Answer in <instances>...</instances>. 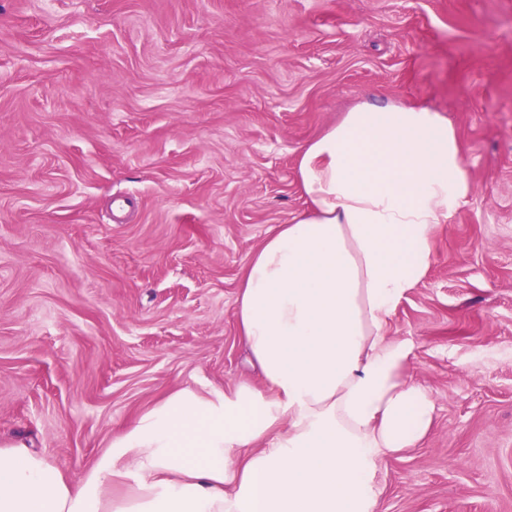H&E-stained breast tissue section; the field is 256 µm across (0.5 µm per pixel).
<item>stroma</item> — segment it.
I'll use <instances>...</instances> for the list:
<instances>
[{"label":"stroma","mask_w":512,"mask_h":512,"mask_svg":"<svg viewBox=\"0 0 512 512\" xmlns=\"http://www.w3.org/2000/svg\"><path fill=\"white\" fill-rule=\"evenodd\" d=\"M363 101L447 117L472 184L390 322L436 410L384 512H512V0H0V442L77 479L170 392L262 387L248 258Z\"/></svg>","instance_id":"35a3bbf8"}]
</instances>
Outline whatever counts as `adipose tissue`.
<instances>
[{"label": "adipose tissue", "instance_id": "obj_1", "mask_svg": "<svg viewBox=\"0 0 512 512\" xmlns=\"http://www.w3.org/2000/svg\"><path fill=\"white\" fill-rule=\"evenodd\" d=\"M296 175L308 207L250 256L237 299L264 388L173 391L77 480L0 446V512H383L384 458L435 414L389 324L471 183L448 119L377 102L308 142Z\"/></svg>", "mask_w": 512, "mask_h": 512}]
</instances>
